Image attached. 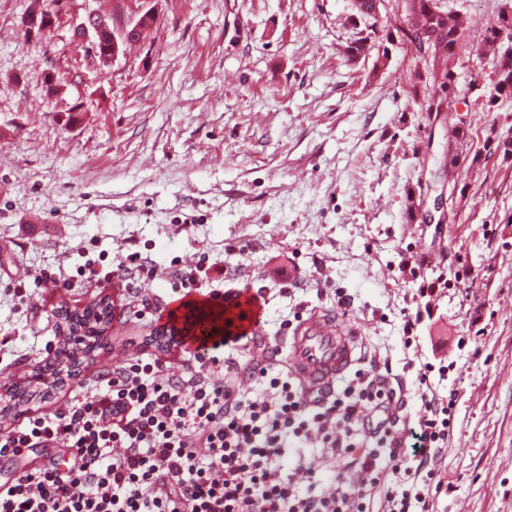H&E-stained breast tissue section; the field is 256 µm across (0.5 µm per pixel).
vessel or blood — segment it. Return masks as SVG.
<instances>
[{
    "label": "vessel or blood",
    "instance_id": "obj_1",
    "mask_svg": "<svg viewBox=\"0 0 512 512\" xmlns=\"http://www.w3.org/2000/svg\"><path fill=\"white\" fill-rule=\"evenodd\" d=\"M261 314L258 296L241 291L224 303V328L235 334H256ZM358 341L356 329L338 324L330 314L314 312L300 320L286 346H274L273 353L286 356L307 394H326L354 364Z\"/></svg>",
    "mask_w": 512,
    "mask_h": 512
}]
</instances>
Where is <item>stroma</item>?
<instances>
[{"label": "stroma", "instance_id": "35a3bbf8", "mask_svg": "<svg viewBox=\"0 0 512 512\" xmlns=\"http://www.w3.org/2000/svg\"><path fill=\"white\" fill-rule=\"evenodd\" d=\"M67 2L63 25L32 40L21 20L35 0H0V380L26 381L58 345L61 306L105 296L114 312L104 349L7 428L106 391L137 360L178 375L184 350L145 338L181 293L175 266L217 263L224 277L202 293L261 298L262 329L239 363L318 311L339 313L359 351L387 356L407 387L417 366L447 368L436 386L456 395L455 429L434 512H512V159L487 141L512 137V96L477 110L444 174L432 90L395 28L401 0H384L376 21L380 69L344 52L358 36L348 0ZM500 2L448 0L470 19L455 101L493 68L482 42ZM150 9L142 40L106 65L73 36L89 14L119 24ZM49 69L65 80L53 97ZM410 191L448 193L454 222L407 223ZM133 254L147 270L131 288ZM89 261L109 278L63 287ZM43 270L54 282L36 281ZM69 457L55 444L0 458V484Z\"/></svg>", "mask_w": 512, "mask_h": 512}]
</instances>
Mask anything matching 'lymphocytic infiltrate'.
Masks as SVG:
<instances>
[{"label": "lymphocytic infiltrate", "instance_id": "obj_1", "mask_svg": "<svg viewBox=\"0 0 512 512\" xmlns=\"http://www.w3.org/2000/svg\"><path fill=\"white\" fill-rule=\"evenodd\" d=\"M367 361L325 398L305 395L289 371L269 375L261 352L244 368L198 359L174 379L157 361L126 364L106 393L28 416L0 441V457L50 442L74 457L0 485V512H374L388 470L405 488L386 491L381 512H430L456 398L435 390L430 366L411 392L387 358ZM243 371L266 379L262 395L242 394ZM290 448L335 458L332 487H301L313 472L301 454L283 467Z\"/></svg>", "mask_w": 512, "mask_h": 512}]
</instances>
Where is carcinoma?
Wrapping results in <instances>:
<instances>
[{
  "mask_svg": "<svg viewBox=\"0 0 512 512\" xmlns=\"http://www.w3.org/2000/svg\"><path fill=\"white\" fill-rule=\"evenodd\" d=\"M405 12L404 22L407 27L426 36V51L432 54L431 69L429 70L432 82L437 85L434 97L437 98L438 107L442 108L446 115L442 122L448 124V138L444 151L443 169L456 165L457 155L453 154L455 143L463 140L470 129L469 124L458 125L454 106L448 103V87L454 80L448 75V67L440 68L437 61L440 58H448L455 53V49L461 45L468 31V16L455 17L448 9L447 0H402ZM351 15L359 16L364 24L366 35L358 37L348 45L351 53L348 57L354 59L365 55L374 48L375 42L371 41V35L375 34L376 16L373 13V0H350ZM503 26L502 17L498 16L485 31L484 44L492 49L498 68L494 69L487 78L490 94L488 103H493L498 97L512 96V46L506 47L500 40V32Z\"/></svg>",
  "mask_w": 512,
  "mask_h": 512,
  "instance_id": "obj_1",
  "label": "carcinoma"
}]
</instances>
